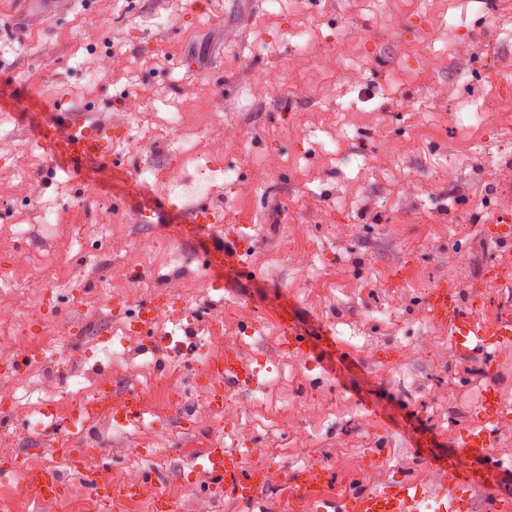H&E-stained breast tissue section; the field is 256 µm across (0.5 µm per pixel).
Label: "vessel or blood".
<instances>
[{"label":"vessel or blood","mask_w":512,"mask_h":512,"mask_svg":"<svg viewBox=\"0 0 512 512\" xmlns=\"http://www.w3.org/2000/svg\"><path fill=\"white\" fill-rule=\"evenodd\" d=\"M58 120L65 130L62 140L54 142L58 155L64 156L70 166L77 167L89 157L109 154L112 147V128L105 124L87 122L69 110L59 109ZM427 305L431 317L448 332L457 351L469 352L471 346L498 350L512 342V316L496 324L484 322L473 306L465 303L454 292L444 287L430 289ZM285 331L283 342L300 358L311 355V348L299 337L293 326L291 310L278 314ZM211 376L215 382L209 392L212 409H222L223 383L245 381L249 375L239 362L234 350H225L223 357L213 361ZM460 453L472 462L470 469L461 471L445 465L438 466L437 480L424 485L406 477H396L380 485L322 501L315 512H512V496L501 493V478L508 471L504 461L494 450V438L487 429L475 428L458 437ZM58 456L74 461L92 493L101 503L115 498L139 496L141 482L128 478L115 483L96 465L88 464L85 455L77 449L57 448ZM207 473L213 484L224 485L241 502L254 501L262 486L261 469L244 468L240 459L230 455L215 442L205 451ZM322 475L311 469L290 473L287 481L291 490L305 497L319 484ZM28 482L37 489L40 498L58 500L65 497L69 485L56 472L32 470Z\"/></svg>","instance_id":"vessel-or-blood-1"}]
</instances>
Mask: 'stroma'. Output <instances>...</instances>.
<instances>
[{"label": "stroma", "instance_id": "obj_1", "mask_svg": "<svg viewBox=\"0 0 512 512\" xmlns=\"http://www.w3.org/2000/svg\"><path fill=\"white\" fill-rule=\"evenodd\" d=\"M204 2L0 0V267L19 250L40 262L24 288H0V306L18 307L13 328L63 332L66 346L27 358L19 387L0 386L14 399L0 407V458L40 463L87 422L88 450L113 478L164 457L162 489L182 512H291L285 476L314 449L319 497L358 490L364 473L375 485L427 481L426 458H459L456 437L488 383L512 394V361L475 376L478 355L418 351L442 333L430 288L480 312L512 275V244L471 232L512 219L502 184L512 103L488 98L512 79V0ZM341 29L352 36L339 43ZM302 31L312 54L297 49ZM430 50L442 55L432 71ZM61 105L116 129L111 157L76 172L54 158ZM479 111L484 126L463 125ZM451 163L454 181L439 182ZM162 199L170 208L141 223ZM206 205L222 211V231L187 238ZM218 239L242 251L250 276L203 265ZM136 264L137 285L125 277ZM159 292L169 302L147 337L136 316ZM284 306L335 350L306 361L282 344ZM105 336L121 340L123 362L100 355ZM207 345L238 348L254 374L227 388L236 404L221 411L207 398ZM176 362L185 377L167 417L118 423L114 400L149 390ZM85 372L109 394L59 420L55 435L17 430V417ZM214 440L270 471L257 502L211 488L203 450Z\"/></svg>", "mask_w": 512, "mask_h": 512}]
</instances>
